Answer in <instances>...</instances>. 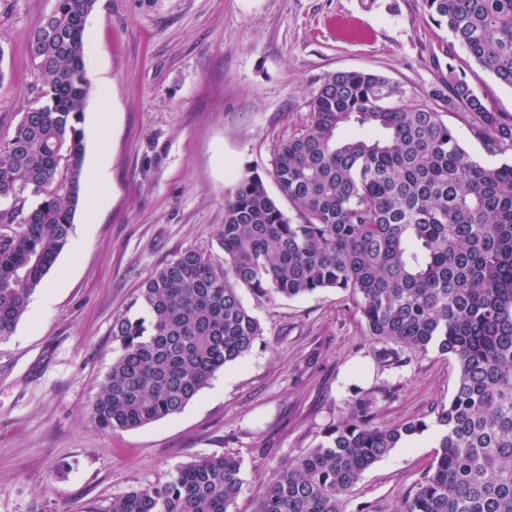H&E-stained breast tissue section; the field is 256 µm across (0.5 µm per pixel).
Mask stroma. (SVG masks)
Segmentation results:
<instances>
[{
    "instance_id": "obj_1",
    "label": "stroma",
    "mask_w": 512,
    "mask_h": 512,
    "mask_svg": "<svg viewBox=\"0 0 512 512\" xmlns=\"http://www.w3.org/2000/svg\"><path fill=\"white\" fill-rule=\"evenodd\" d=\"M53 6L0 0V135L34 94L28 35ZM86 31L84 168H101L109 188L95 220L77 210L68 244L0 341V512H106L113 497L224 453L242 461L229 512H252L275 469L314 447L356 391L372 393L381 423L432 425L453 393L456 361L433 351L384 356L334 288L271 300L241 289L261 339L178 414L110 432L91 408L119 353L113 319L138 314L144 282L180 253L223 258L224 199L245 169L294 214L268 172L329 74L376 72L427 101L454 59L508 119L512 88L470 60L422 0H97ZM105 86L111 133L102 144L94 128ZM435 436L430 428L377 462L349 512H394L422 480Z\"/></svg>"
}]
</instances>
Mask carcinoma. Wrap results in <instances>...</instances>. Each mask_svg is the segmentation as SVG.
<instances>
[{"label":"carcinoma","mask_w":512,"mask_h":512,"mask_svg":"<svg viewBox=\"0 0 512 512\" xmlns=\"http://www.w3.org/2000/svg\"><path fill=\"white\" fill-rule=\"evenodd\" d=\"M96 0H55L29 34L36 96L0 139V340L67 245L82 190L89 95L86 20ZM438 26L512 88V0H423ZM434 107L370 71L327 76L306 125L280 143L270 176L287 215L247 170L224 200V262L188 250L140 289L141 316L112 321L119 354L92 405L104 430L181 412L263 335L239 288L257 298L348 293L366 332L437 351L458 383L436 416L437 451L396 512H512V121L448 65ZM469 123L493 163L475 160L444 115ZM358 391L349 414L281 466L253 512H348L356 485L423 420L375 422ZM233 454L181 466L161 487L133 488L107 512H229L241 486Z\"/></svg>","instance_id":"obj_1"}]
</instances>
